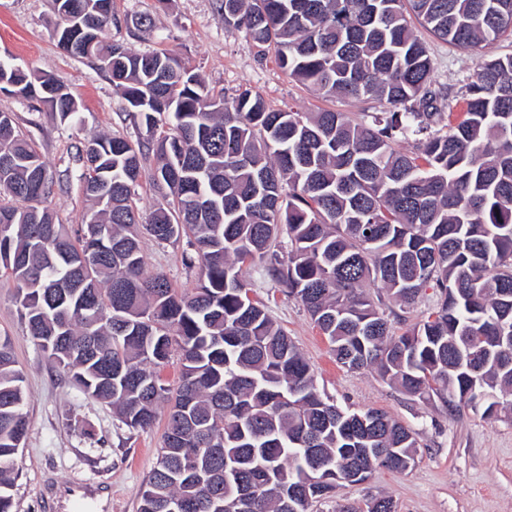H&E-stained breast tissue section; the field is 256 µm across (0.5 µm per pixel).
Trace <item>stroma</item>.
Instances as JSON below:
<instances>
[{
  "mask_svg": "<svg viewBox=\"0 0 512 512\" xmlns=\"http://www.w3.org/2000/svg\"><path fill=\"white\" fill-rule=\"evenodd\" d=\"M115 12L119 21L109 28L111 40L137 52L175 51L225 96L250 87L274 109L335 110L364 119L380 109L372 100L321 97L289 77L274 55L259 56L244 32L225 26L217 0H170L166 5L159 0H115ZM139 14L157 15L154 36H131L126 21ZM52 16L51 0H0V55L55 77L77 99L79 123H61L46 105L4 94L0 111L13 113L19 133L36 145L56 181L50 200L56 218L75 230L86 209L84 140L97 132L133 140L140 131L125 117L124 102L108 76L58 47ZM425 43L435 80L452 95L470 82L480 58L512 54L508 39L487 45L479 56L431 37ZM141 247L146 273H164L181 290L196 288L198 271L183 260L185 242L160 244L146 237ZM243 276L307 359L323 396L351 411L384 410L419 435L415 463L408 470L379 468L366 482L342 484L333 499L315 505L313 512H337L344 503L358 507L378 495L392 498L398 512H512V422L484 419L467 409L451 415L438 398L405 395L374 369L341 366L303 306L273 296L262 268H244ZM14 292L12 279L0 270V333L13 338L26 387L28 432L20 456L22 474L13 490L16 512H45L47 491L81 484L101 491L94 512H138L139 492L156 462L163 422L130 430L110 406L88 398L62 372L50 368L27 334ZM368 294L398 333L426 315L436 301L431 289L410 307L374 286Z\"/></svg>",
  "mask_w": 512,
  "mask_h": 512,
  "instance_id": "1",
  "label": "stroma"
}]
</instances>
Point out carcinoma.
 <instances>
[{
    "label": "carcinoma",
    "mask_w": 512,
    "mask_h": 512,
    "mask_svg": "<svg viewBox=\"0 0 512 512\" xmlns=\"http://www.w3.org/2000/svg\"><path fill=\"white\" fill-rule=\"evenodd\" d=\"M71 2L52 0L58 46L107 73L149 138L87 139L89 207L73 235L50 208L56 182L40 153L1 111L0 264L27 334L73 385L133 430L166 410L138 512H170L175 500L185 512H239L243 487L256 512H311L341 482L415 463L416 434L385 411L321 396L306 359L251 296L247 264L302 303L341 365L374 367L450 414L512 420V55L481 62L451 96L435 86L408 21L479 56L512 37V0H218L224 25L262 54L275 49L303 85L385 105L369 125L346 112L272 109L250 88L216 94L169 50L107 42L112 0H82L80 14ZM0 92L79 121L54 77L9 56ZM408 135L412 154L396 149ZM145 175L162 196L146 220ZM144 234L186 239L185 263L200 271L193 291L145 273ZM370 283L403 305L428 288L437 301L397 334ZM175 354L171 388L162 371ZM25 403L12 337L0 335V512L14 508ZM338 512L396 506L380 496Z\"/></svg>",
    "instance_id": "cac0c4a2"
}]
</instances>
